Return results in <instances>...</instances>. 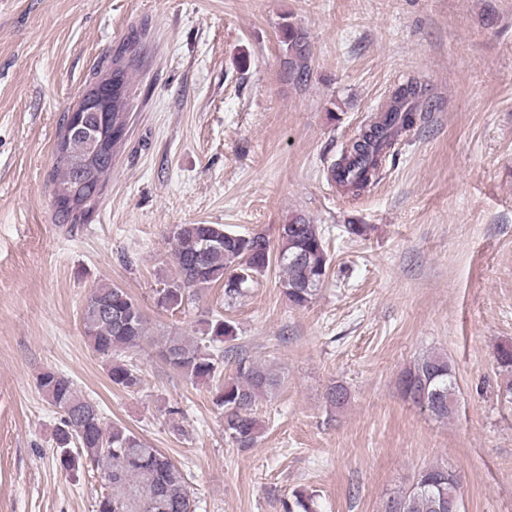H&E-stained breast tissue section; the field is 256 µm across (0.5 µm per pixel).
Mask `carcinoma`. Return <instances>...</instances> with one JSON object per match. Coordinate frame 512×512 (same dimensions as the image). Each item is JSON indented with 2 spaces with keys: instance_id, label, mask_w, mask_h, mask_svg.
Instances as JSON below:
<instances>
[{
  "instance_id": "cac0c4a2",
  "label": "carcinoma",
  "mask_w": 512,
  "mask_h": 512,
  "mask_svg": "<svg viewBox=\"0 0 512 512\" xmlns=\"http://www.w3.org/2000/svg\"><path fill=\"white\" fill-rule=\"evenodd\" d=\"M291 66L298 79L308 72V50L304 33L288 27ZM136 37L114 49L95 73V81L112 79V102L104 125V154L94 159L88 182H82L80 153L84 142L70 137L62 124L55 148L53 198L59 224H82L93 212L107 188L120 149L130 130V68ZM422 86L408 80L393 88L388 100L350 140L330 177L342 190L359 196L378 181L386 158L399 137L411 131L418 120ZM174 270L157 291L156 304L176 311L204 289L220 285L224 301L231 305L271 262L283 272L281 286L295 307H306L319 294L330 267L324 231L308 219L295 216L288 231L278 235V247L265 237L232 232L222 224H178L169 232ZM83 332L94 352L104 359L113 385L132 391L141 384L138 369L124 353L145 345H158L161 358L192 382L213 383L212 401L224 415V434L239 448L253 445L259 432L254 416L256 403L281 386V377L271 369L244 357L234 358L235 376L221 379L224 342L236 336V328L224 314L202 321L198 336L169 332L153 336L138 303L123 288L102 283L92 288L81 308ZM494 358L506 373L502 395L512 403V344L496 346ZM37 386L46 401L58 410L59 425L53 443L59 461L67 470L89 461L101 468L110 492L100 496L96 512H194L192 494L184 471L169 457L126 427L110 425L95 401L73 380L52 369L42 371ZM402 395L417 402L426 399L429 413L446 419L455 409L456 378L447 358L430 354L405 370L399 380ZM457 474L434 465L419 469L408 489L394 493L383 504V512H448V499L460 500ZM310 494L293 491L284 503L285 512H315Z\"/></svg>"
}]
</instances>
